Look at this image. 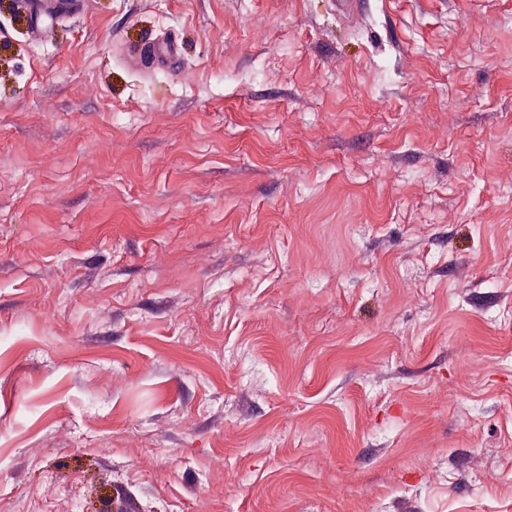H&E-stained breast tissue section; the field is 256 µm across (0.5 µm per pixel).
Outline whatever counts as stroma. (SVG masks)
<instances>
[{
	"mask_svg": "<svg viewBox=\"0 0 512 512\" xmlns=\"http://www.w3.org/2000/svg\"><path fill=\"white\" fill-rule=\"evenodd\" d=\"M42 27L0 0V512H512V0Z\"/></svg>",
	"mask_w": 512,
	"mask_h": 512,
	"instance_id": "stroma-1",
	"label": "stroma"
}]
</instances>
